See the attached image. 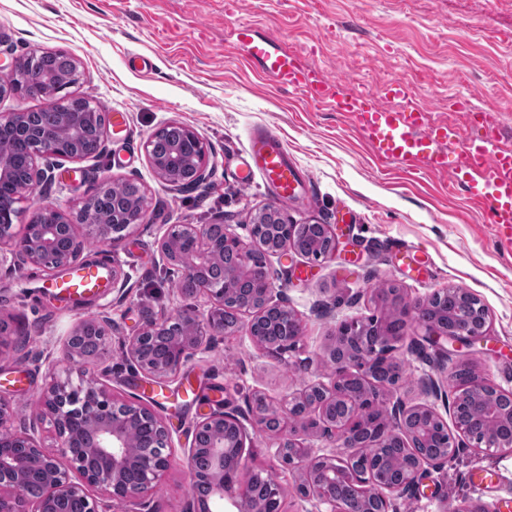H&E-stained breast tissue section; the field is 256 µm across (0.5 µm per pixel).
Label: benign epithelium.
<instances>
[{
    "instance_id": "7a95c632",
    "label": "benign epithelium",
    "mask_w": 512,
    "mask_h": 512,
    "mask_svg": "<svg viewBox=\"0 0 512 512\" xmlns=\"http://www.w3.org/2000/svg\"><path fill=\"white\" fill-rule=\"evenodd\" d=\"M51 80L39 78L30 86L32 95L46 97L47 107L62 109L70 98L57 99L50 94ZM91 112L62 113L63 126L70 141L75 142L82 133L86 121L93 118ZM190 139L195 143L197 153L187 158L178 150L165 159L158 157L154 150V141L162 129L154 131L144 144L149 163L159 177L173 190L192 189L204 184L210 175L206 167L208 147L201 135L190 127H185ZM44 145L33 155L32 167L28 178L14 183L13 163L0 157V188L10 185L15 189L16 202L20 203L29 196L30 190L41 182L52 179L55 169L64 161H82L86 156L53 145L56 135L49 131L38 134ZM13 217L0 216V265L11 266L25 264L42 265L47 257L54 259L51 268L58 269L73 264L81 253L83 243L77 234L76 216L66 214L56 207L47 206L34 213L29 224L24 226L19 236L11 232ZM86 226L95 232V236L116 247L127 237L125 230L129 225H120V230L105 231V226L87 218ZM177 235L169 232L158 241V248L172 265L178 264L181 247L193 252L195 263L185 274H195L208 265L210 260L226 249L232 250L239 260L237 270L225 275V280L242 275L255 281L254 298L238 304V316L247 317L242 329L246 337L258 348L271 352L274 347L257 336L254 330L256 319L261 313L272 308L284 311L291 316L297 313L288 308V303L276 300L274 281L269 269V260L292 250L307 259L326 258L336 250V237L329 225H324L329 239V248L313 256L296 243L297 225L286 220L272 225L276 234L281 236L282 244L265 254L266 263L260 268L253 267L252 255L257 249V235L249 229L251 242H244L229 224L222 225L221 235L216 237L210 224H180ZM194 294H203L211 302L210 308L203 314L186 309L189 331L187 336L177 342L171 350L167 362L158 367L144 364L139 355V345L144 336L155 329L166 327L164 321H154L143 332L130 341V355L139 368L154 378H169L175 375L206 341L216 334H228L224 329V303L229 289L217 288L211 281L203 280ZM428 337L434 341L441 338L451 343H470L484 335L486 328L476 332L452 333L436 319L423 321ZM95 328L107 335V322L103 319H88L78 323L66 337L64 349L66 357L72 359L81 355L76 347V338ZM402 337L390 339L386 346H375L362 350L337 362L336 377L328 384L311 385V389L321 393V400L315 403L310 415L322 423L321 437L334 442L347 455L351 448L354 429L360 417L352 415L349 419L336 423L326 420L321 412L325 406L336 400L337 385L349 376H368L370 367L379 359L390 356L396 350V343ZM297 397L291 394L273 407L280 427L271 434L276 448V457L282 465L292 471L304 474L305 483L299 486V494L309 501L314 512H365L363 498L356 496L347 500H338L336 495L325 491L324 486L336 482V476H344L358 490L367 488L374 492L375 498L383 504L380 512H389L392 497L410 492L419 485V481L428 466H438L453 457L459 450V444L452 440L436 456H426L420 452V446L428 440L426 434L408 433L411 415L425 411L437 419L442 415L436 407L428 404L408 405L401 400L393 402L390 415L383 424V433L373 441L376 454L382 453L386 436L392 435L406 441L413 462L403 479L397 484H389L381 479L376 469L369 465L354 468L342 459L327 455H318L301 446L294 432L287 429L286 420L293 416V407ZM129 403L120 400L112 388L89 372L73 374L65 368L54 372L46 385L38 403L41 415L51 419L56 440V452L49 453L35 438L27 432L9 429L7 423L12 415L10 402L0 398V512H63L61 503L65 500H79L85 504V512H99L97 502L91 491L100 490L107 494L112 502L136 503L151 494L157 487L162 475L168 470L171 457V435L156 415L146 407H141V427L152 430L157 435L158 444L150 448H135L132 440L137 428L130 424L127 415ZM247 439L245 424L229 412L212 413L196 425L191 447L188 451V463L193 479H198L196 460L203 458L207 462L206 481L209 498L219 505L218 512H224L225 497L235 492L237 512H266L258 506L252 497L250 484H237V473L244 464L243 450ZM235 449L233 468L225 466L227 449ZM66 459L69 466L64 467L60 459ZM37 468L43 476V490L38 498H29L23 492L24 476L30 469ZM134 469L139 479L129 482L125 479L128 470Z\"/></svg>"
}]
</instances>
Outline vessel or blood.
<instances>
[{
	"label": "vessel or blood",
	"mask_w": 512,
	"mask_h": 512,
	"mask_svg": "<svg viewBox=\"0 0 512 512\" xmlns=\"http://www.w3.org/2000/svg\"><path fill=\"white\" fill-rule=\"evenodd\" d=\"M238 40L248 57L258 61L281 87L347 113L377 161H391L408 170L420 166L463 185L474 206L489 210L498 241L505 246L512 244V149L498 147V131L465 140L458 163L449 165L446 146L456 138V128L447 123L429 124L428 114L422 108L393 107V100L408 95L400 78L388 80L377 97L357 91L345 93L340 81L311 69L298 53L271 51L268 41L254 38L250 25H239ZM257 175L272 187L279 201L296 199L300 187L298 169L266 129L252 132L240 165L242 183H250ZM108 276V261L79 264L56 278L53 286L59 295L78 304L96 296L105 287Z\"/></svg>",
	"instance_id": "vessel-or-blood-1"
}]
</instances>
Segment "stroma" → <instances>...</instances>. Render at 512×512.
Wrapping results in <instances>:
<instances>
[{
	"label": "stroma",
	"mask_w": 512,
	"mask_h": 512,
	"mask_svg": "<svg viewBox=\"0 0 512 512\" xmlns=\"http://www.w3.org/2000/svg\"><path fill=\"white\" fill-rule=\"evenodd\" d=\"M241 23L350 89L374 94L390 78L405 80L414 105L462 136L492 115L501 146L512 149V0H244L233 13L226 0H0V38L7 42L0 80L20 57L61 50L79 63L73 93L127 117L125 126L107 129L99 155L64 162L51 184L37 186L16 225L29 223L44 203L76 210L106 176L139 184L146 197L143 222L118 248L87 240L81 262L108 257L120 279L81 305L51 289L57 270L0 268V317L11 328L0 347V397L14 403L12 428L53 449V426L37 414L40 393L64 368L67 333L83 319L106 315V351L90 370L106 374L117 394L148 407L170 431V467L148 506L113 507L102 495L101 512H190L187 453L196 423L225 407L248 410L257 394L274 404L329 381L334 367L326 352L337 326L376 314L378 294L390 284L413 304L448 285L467 288L489 315L485 337L437 347L425 341L418 320H409L397 351L398 395L442 406L443 395L456 390L450 375L464 366L477 382L512 391V257L481 214L444 178L374 160L344 113L282 89L237 45ZM145 57L151 70L141 67ZM173 121L209 144L212 175L192 191L163 184L145 154L147 137ZM257 126L275 134L301 170L303 193L295 201L278 202L258 176L240 183L236 161ZM271 205L289 223L328 224L339 237L328 258L291 253L272 260L276 286L301 320L295 350L282 360L238 332L197 352L176 376H145L127 355L129 337L146 321L209 307L205 296L179 295L181 273L162 257L158 240L177 224H248ZM22 328L30 333L24 345L16 342ZM433 383L442 397L430 391ZM245 458L248 471L282 485L284 512H311L297 492L299 475L280 464L260 427L249 430ZM482 470L493 471L492 482L478 480ZM505 499L512 500V452L487 453L465 438L447 464L430 468L393 507L460 512L479 503L500 512Z\"/></svg>",
	"instance_id": "35a3bbf8"
}]
</instances>
